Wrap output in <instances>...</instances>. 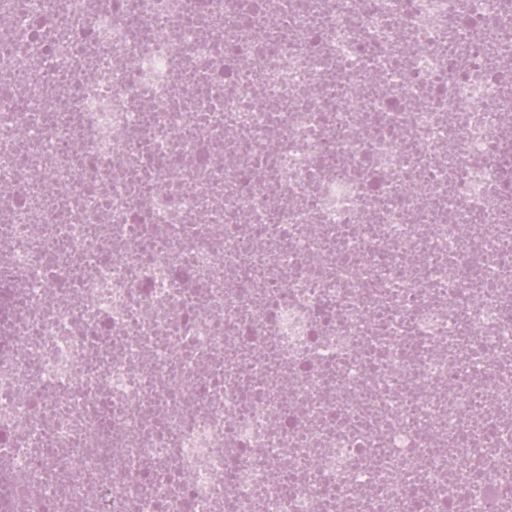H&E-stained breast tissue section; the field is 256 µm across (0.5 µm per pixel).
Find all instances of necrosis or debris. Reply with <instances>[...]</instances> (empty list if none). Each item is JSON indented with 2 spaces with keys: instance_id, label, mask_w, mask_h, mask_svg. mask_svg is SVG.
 I'll use <instances>...</instances> for the list:
<instances>
[{
  "instance_id": "1",
  "label": "necrosis or debris",
  "mask_w": 512,
  "mask_h": 512,
  "mask_svg": "<svg viewBox=\"0 0 512 512\" xmlns=\"http://www.w3.org/2000/svg\"><path fill=\"white\" fill-rule=\"evenodd\" d=\"M0 512H512L507 0H0Z\"/></svg>"
}]
</instances>
